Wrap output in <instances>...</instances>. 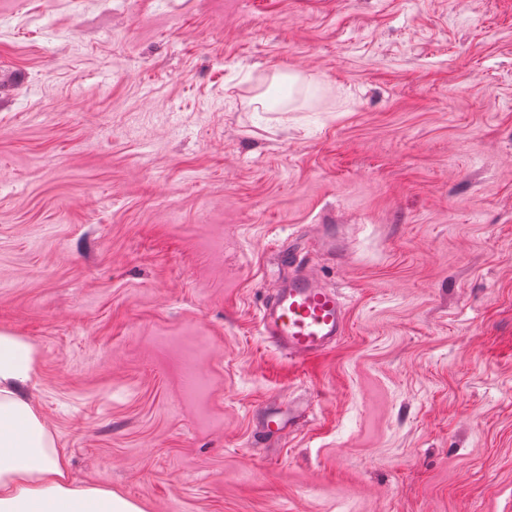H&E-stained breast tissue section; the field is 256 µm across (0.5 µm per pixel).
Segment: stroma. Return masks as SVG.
I'll return each mask as SVG.
<instances>
[{"instance_id": "stroma-1", "label": "stroma", "mask_w": 512, "mask_h": 512, "mask_svg": "<svg viewBox=\"0 0 512 512\" xmlns=\"http://www.w3.org/2000/svg\"><path fill=\"white\" fill-rule=\"evenodd\" d=\"M0 330L143 512H512V0H0ZM281 280L258 311L262 335L294 357L318 355L338 343L348 320L340 295L296 263Z\"/></svg>"}]
</instances>
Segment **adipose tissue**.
Masks as SVG:
<instances>
[{
  "label": "adipose tissue",
  "instance_id": "obj_1",
  "mask_svg": "<svg viewBox=\"0 0 512 512\" xmlns=\"http://www.w3.org/2000/svg\"><path fill=\"white\" fill-rule=\"evenodd\" d=\"M36 374L35 346L0 331V512H143L112 489L71 479L66 457L28 395Z\"/></svg>",
  "mask_w": 512,
  "mask_h": 512
}]
</instances>
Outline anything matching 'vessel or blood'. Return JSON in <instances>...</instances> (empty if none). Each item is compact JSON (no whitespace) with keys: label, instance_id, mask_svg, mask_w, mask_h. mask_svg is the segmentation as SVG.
<instances>
[{"label":"vessel or blood","instance_id":"obj_1","mask_svg":"<svg viewBox=\"0 0 512 512\" xmlns=\"http://www.w3.org/2000/svg\"><path fill=\"white\" fill-rule=\"evenodd\" d=\"M347 320L340 295L295 263L258 311L263 336L294 357L318 355L334 346L344 336Z\"/></svg>","mask_w":512,"mask_h":512}]
</instances>
